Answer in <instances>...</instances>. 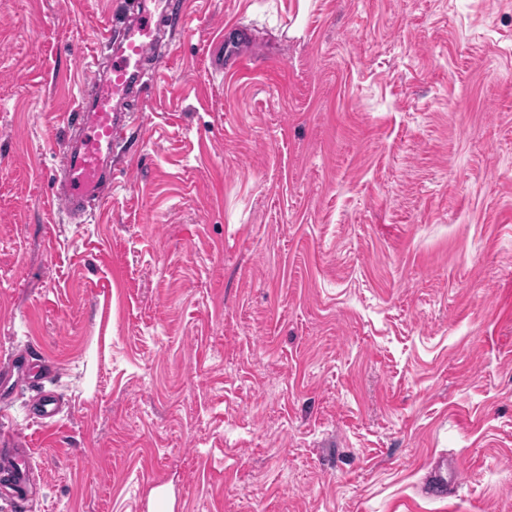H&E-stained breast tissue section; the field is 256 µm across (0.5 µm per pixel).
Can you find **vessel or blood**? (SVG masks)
Instances as JSON below:
<instances>
[{"label":"vessel or blood","mask_w":512,"mask_h":512,"mask_svg":"<svg viewBox=\"0 0 512 512\" xmlns=\"http://www.w3.org/2000/svg\"><path fill=\"white\" fill-rule=\"evenodd\" d=\"M152 2V8L143 10L124 28L123 46L112 57L109 77L93 83L91 91L81 96L70 122L72 133L54 175L55 182L64 186L58 200L67 216L79 215L84 201L98 196L102 186L112 181V152L122 129L114 106L144 93L147 65L168 10L169 0ZM7 463V490L17 501L26 490L27 470L21 455L9 456ZM458 481L457 463L441 461L432 467L425 490L430 496L444 498Z\"/></svg>","instance_id":"obj_1"}]
</instances>
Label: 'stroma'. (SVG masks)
<instances>
[{
    "label": "stroma",
    "mask_w": 512,
    "mask_h": 512,
    "mask_svg": "<svg viewBox=\"0 0 512 512\" xmlns=\"http://www.w3.org/2000/svg\"><path fill=\"white\" fill-rule=\"evenodd\" d=\"M136 2L0 0V512H512V0H178L79 223ZM146 2L153 3L154 10L144 9L124 28L123 46L112 56L109 77L94 82L88 95L80 96L69 122L72 132L54 180L64 186L55 196L71 218L80 214L84 201L100 194L103 185L112 184V152L123 126L114 103L131 101L145 91L146 67L170 3ZM10 470V480L6 490L10 493L14 501H18L24 495L27 484V470L24 466V459L20 452L10 455L7 458ZM458 481V464L455 461L448 464V459H444L431 468L425 485V493L429 496L445 498Z\"/></svg>",
    "instance_id": "1"
}]
</instances>
